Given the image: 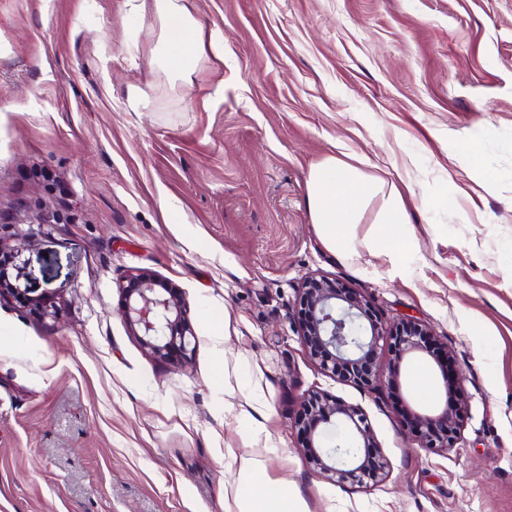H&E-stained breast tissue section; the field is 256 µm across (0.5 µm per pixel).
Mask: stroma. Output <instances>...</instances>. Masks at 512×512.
Wrapping results in <instances>:
<instances>
[{
	"mask_svg": "<svg viewBox=\"0 0 512 512\" xmlns=\"http://www.w3.org/2000/svg\"><path fill=\"white\" fill-rule=\"evenodd\" d=\"M189 6L204 50L173 84L130 0H0V222L22 287L60 306L0 302V512H234L250 455L311 512H512V0ZM338 151L410 186L399 275L369 254L373 224L343 259L311 222L308 173ZM39 212L66 220L28 239ZM136 270L189 306L185 360L128 330ZM311 276L383 328L416 320L431 351L380 347L372 389L324 370L297 316ZM316 392L365 415L380 482L311 469ZM449 400L456 447H421L412 410Z\"/></svg>",
	"mask_w": 512,
	"mask_h": 512,
	"instance_id": "stroma-1",
	"label": "stroma"
}]
</instances>
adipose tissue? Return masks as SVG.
<instances>
[{
	"label": "adipose tissue",
	"instance_id": "ef3b65f1",
	"mask_svg": "<svg viewBox=\"0 0 512 512\" xmlns=\"http://www.w3.org/2000/svg\"><path fill=\"white\" fill-rule=\"evenodd\" d=\"M160 24L162 71L171 77L193 72L199 49V23L187 0H153ZM368 158L347 161L331 155L314 165L307 180L311 221L328 250L344 259L357 256L356 228L369 222L376 231L367 247L398 270V248L413 236L412 221L400 187L372 171ZM258 460L242 459L236 481L243 494L238 512H309L303 498L289 492L287 481L258 484Z\"/></svg>",
	"mask_w": 512,
	"mask_h": 512
}]
</instances>
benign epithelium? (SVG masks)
Returning <instances> with one entry per match:
<instances>
[{"mask_svg":"<svg viewBox=\"0 0 512 512\" xmlns=\"http://www.w3.org/2000/svg\"><path fill=\"white\" fill-rule=\"evenodd\" d=\"M9 225H0V297L10 295L18 306L41 318L57 315L54 296L46 292L30 297L19 277L6 280L3 270L23 269L22 249L5 244ZM123 314L130 332L154 355L170 360L188 356L194 337L190 309L183 298L146 271L133 273L120 286ZM301 325L303 343L310 356L325 368L347 375L365 385L379 380L374 359L385 332L373 319L370 308L350 289L325 277H310L302 288ZM426 330L406 319L396 329L394 348L400 355L426 348ZM414 430L429 448H452L459 439L460 418L445 406L427 407L413 414ZM342 428L347 447L327 448L320 426ZM307 440L308 463L314 471L352 480L375 483L384 476L387 462L371 454L375 441L364 415L340 399L309 397L299 419Z\"/></svg>","mask_w":512,"mask_h":512,"instance_id":"7a95c632","label":"benign epithelium"}]
</instances>
